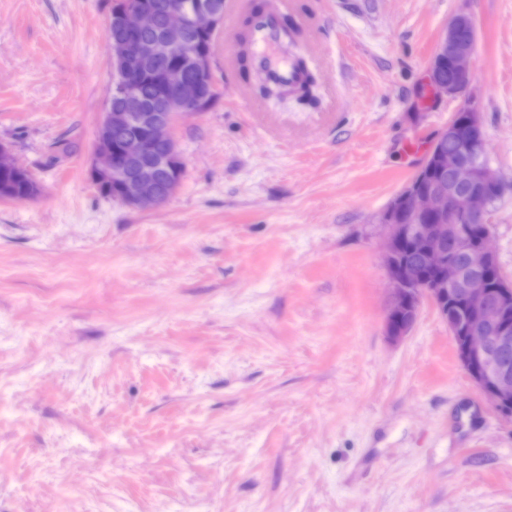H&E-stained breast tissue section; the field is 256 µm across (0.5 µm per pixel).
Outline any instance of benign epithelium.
<instances>
[{
    "label": "benign epithelium",
    "mask_w": 512,
    "mask_h": 512,
    "mask_svg": "<svg viewBox=\"0 0 512 512\" xmlns=\"http://www.w3.org/2000/svg\"><path fill=\"white\" fill-rule=\"evenodd\" d=\"M221 11L200 3L188 9L185 0H169L162 12L128 7L112 15L109 59L112 91L97 126L90 175L96 186L112 183V200L137 208L165 204L180 182L163 189L158 168L183 161L172 115L207 101L198 85L185 80L180 67L197 70L214 85L212 70L187 40L190 30L215 34L223 24ZM163 25L164 40L142 33ZM471 15L458 10L434 45L428 84L439 102L460 101L448 124L432 141L427 159L440 178L428 186L409 183L382 215L384 261L389 283L385 327L399 340L415 324L423 303L431 304L448 325L457 358L495 412L512 420V282L502 273L490 243L493 203L502 184L489 161L481 113L474 104L477 47ZM173 49L179 57L167 75L169 115L142 111L132 83L136 66ZM448 62V78L437 66ZM137 123L143 135L125 139L112 150V135ZM455 144L448 153L443 146ZM409 245L419 248L420 261L403 258Z\"/></svg>",
    "instance_id": "7a95c632"
}]
</instances>
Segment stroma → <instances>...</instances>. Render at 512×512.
I'll return each mask as SVG.
<instances>
[{"mask_svg": "<svg viewBox=\"0 0 512 512\" xmlns=\"http://www.w3.org/2000/svg\"><path fill=\"white\" fill-rule=\"evenodd\" d=\"M112 0H0V512H512V423L423 304L385 331L381 217L452 105L430 55L476 22L477 106L512 280V0H288L318 102L264 100L224 0L211 110L159 208L89 174ZM37 192L29 175L22 172H0V199L14 196H31Z\"/></svg>", "mask_w": 512, "mask_h": 512, "instance_id": "35a3bbf8", "label": "stroma"}]
</instances>
